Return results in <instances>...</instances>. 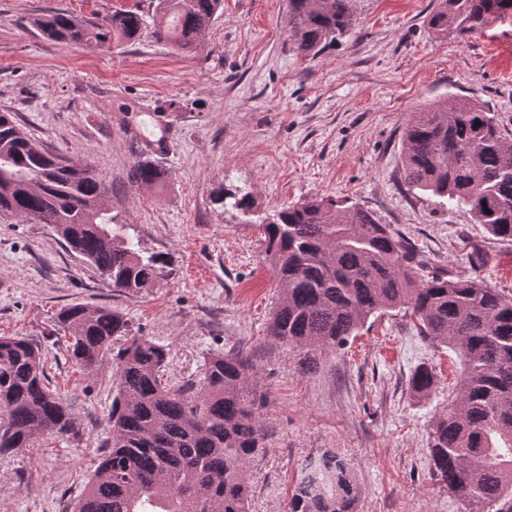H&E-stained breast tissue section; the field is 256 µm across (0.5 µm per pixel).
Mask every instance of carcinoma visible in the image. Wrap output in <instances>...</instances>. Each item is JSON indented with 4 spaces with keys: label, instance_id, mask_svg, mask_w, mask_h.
Wrapping results in <instances>:
<instances>
[{
    "label": "carcinoma",
    "instance_id": "cac0c4a2",
    "mask_svg": "<svg viewBox=\"0 0 512 512\" xmlns=\"http://www.w3.org/2000/svg\"><path fill=\"white\" fill-rule=\"evenodd\" d=\"M351 0H288L289 37L298 54L317 57L354 29ZM154 37L178 52L202 45L224 0H151ZM512 16V0H439L429 25L472 36ZM51 39L129 42L145 25L139 8L97 23L64 12L33 20ZM481 126H475V123ZM404 179L464 209L500 240H512V138L484 104L448 97L412 113L402 134ZM163 173L137 162L132 182L156 185ZM104 184L87 167L46 152L10 112H0V215H44L65 243L113 291L134 295L163 279L168 259L145 254L104 203ZM213 201L244 213L252 195L218 187ZM264 258L278 301L268 326L275 342L305 356L336 351L374 316L393 310L420 332L457 351L463 375L448 411L429 436L433 472L468 512H512V298L469 274L422 273L415 249L370 212L329 197L285 204L263 224ZM70 333L72 361L93 372L113 356L116 390L111 434L71 512H249L247 465L266 452L258 414L265 404L252 366L240 354L210 353L200 385L174 389L164 380L168 351L129 335L108 306L72 304L58 313ZM436 386L418 369L412 390ZM76 435L75 418L50 390L45 355L22 336L0 337V456L41 434ZM361 487L346 460L327 452L305 461L288 512H357Z\"/></svg>",
    "mask_w": 512,
    "mask_h": 512
}]
</instances>
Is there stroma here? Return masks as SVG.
<instances>
[{
    "instance_id": "stroma-1",
    "label": "stroma",
    "mask_w": 512,
    "mask_h": 512,
    "mask_svg": "<svg viewBox=\"0 0 512 512\" xmlns=\"http://www.w3.org/2000/svg\"><path fill=\"white\" fill-rule=\"evenodd\" d=\"M149 2L0 0V112L49 152L91 167L141 247L171 259L163 280L121 294L52 225L0 216V336L40 342L50 388L78 430L0 457V512H70L98 463L115 373L108 362L89 374L70 360L56 321L74 303L116 309L133 334L165 345L179 385L200 377L210 352L249 360L266 397L267 448L247 467L250 512H287L301 463L328 450L352 460L359 512H465L434 478L428 451L457 393L458 353L401 312L371 318L310 361L271 341L277 288L260 221L329 196L391 225L430 268L479 276L512 297V241L408 186L402 170L411 113L449 96L485 104L512 138V16L463 42L430 27L438 0H352L351 37L313 59L291 44L288 0H224L205 43L183 54L157 42L149 23L107 47L57 42L33 25L54 11L86 22L136 6L148 15ZM132 118L152 133L176 127L173 152L148 155ZM147 158L163 186L132 183ZM219 185L251 191V213L215 205ZM423 366L437 379L426 396L410 386Z\"/></svg>"
}]
</instances>
